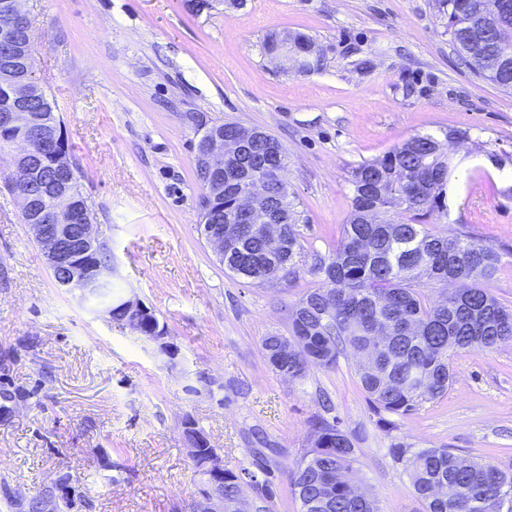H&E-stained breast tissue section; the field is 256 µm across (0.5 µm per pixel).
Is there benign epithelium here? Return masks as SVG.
Segmentation results:
<instances>
[{
    "label": "benign epithelium",
    "instance_id": "7a95c632",
    "mask_svg": "<svg viewBox=\"0 0 512 512\" xmlns=\"http://www.w3.org/2000/svg\"><path fill=\"white\" fill-rule=\"evenodd\" d=\"M10 22L0 27V132L6 134L19 125V116L32 111L36 91L20 73L32 69L31 53L21 52L26 46L25 28L28 16L23 0H9ZM263 134L258 129H239L234 136L210 128L203 135L196 162L206 174L204 194L212 200L224 199L226 185H231L232 208L226 215L199 225L200 236L210 245L219 261H224V225L253 221L260 210H270L266 182L268 176L251 171L224 180V163L238 159L248 150V143ZM5 157L11 176L7 188L17 197L21 214L35 241L41 246L48 268L56 283L84 300H95L113 320L159 341L166 337L167 328L153 310L136 298L108 295L112 287V265L101 257L98 236L93 221L81 216L69 206L71 158L62 132L52 131L36 117H29L26 132L4 140ZM187 455L192 463H200V498L194 512H225L224 459L211 448L207 435L191 423L184 424ZM75 487L66 478L53 482L52 491L41 495L37 512H57L59 498L74 495Z\"/></svg>",
    "mask_w": 512,
    "mask_h": 512
}]
</instances>
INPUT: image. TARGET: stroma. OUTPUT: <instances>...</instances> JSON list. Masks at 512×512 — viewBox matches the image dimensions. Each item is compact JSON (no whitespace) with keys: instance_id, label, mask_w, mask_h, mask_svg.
Returning <instances> with one entry per match:
<instances>
[{"instance_id":"1","label":"stroma","mask_w":512,"mask_h":512,"mask_svg":"<svg viewBox=\"0 0 512 512\" xmlns=\"http://www.w3.org/2000/svg\"><path fill=\"white\" fill-rule=\"evenodd\" d=\"M34 74L51 92L81 190L117 264L112 282L151 308L157 342L59 288L20 220L0 166V386L21 393L0 423V487L26 495L71 473L81 512H193V420L226 468L254 474L250 498L300 512L289 474L317 422L357 450L380 512H422L389 449L446 448L512 471V345L452 356L446 397L388 417L362 390L352 351L303 379L274 372L263 337L287 335L315 256L335 249L352 170L412 136L468 130L450 148L448 213L500 257L490 293L512 309V90L475 76L438 0H24ZM310 37L321 70L284 72L263 42ZM235 123L276 138L303 221L298 273L257 286L225 272L198 234L197 144Z\"/></svg>"}]
</instances>
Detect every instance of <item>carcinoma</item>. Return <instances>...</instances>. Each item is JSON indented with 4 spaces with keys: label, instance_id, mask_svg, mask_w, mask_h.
<instances>
[{
    "label": "carcinoma",
    "instance_id": "1",
    "mask_svg": "<svg viewBox=\"0 0 512 512\" xmlns=\"http://www.w3.org/2000/svg\"><path fill=\"white\" fill-rule=\"evenodd\" d=\"M509 4L507 14L482 48L472 46L474 14L463 0H440L448 18V34L473 73L499 87L512 89V0H475L479 6ZM313 41L288 35V53L301 58L305 72L323 67L322 56H311ZM34 112L60 122L54 97L37 86ZM468 139L450 129L444 141L416 135L381 158L364 161L352 173V209L336 249L319 257L311 273L324 277L327 287L309 290L289 316L288 335L266 336L265 355L274 368L288 370L291 379L304 377L309 365L335 366L343 348L362 356L378 354L373 368H358L363 391L377 408L398 416L416 411L425 402L444 398L453 380L452 353L494 349L512 342V310L501 305L484 283L499 270V257L472 235H439L427 228L434 214H447L445 187L450 162L447 146ZM256 159L280 162L288 156L279 141L264 135L252 147ZM271 202L284 200L273 212L284 225L273 243L256 232L224 251V269L253 260L275 263L288 282L297 274L304 251L296 225L302 222L295 197L270 183ZM393 214L386 220L383 215ZM459 284L433 302L419 289L431 282ZM389 330L390 341L377 349L376 327ZM390 454L402 464L423 512H512V474L489 462L470 461L446 448L411 450L392 444ZM358 457L349 436L336 425L314 432L312 447L296 461L290 489L301 512H379L367 496H352L348 486L360 481ZM446 483L459 493L445 499L434 487ZM250 483L230 470L224 478V500L247 494Z\"/></svg>",
    "mask_w": 512,
    "mask_h": 512
}]
</instances>
